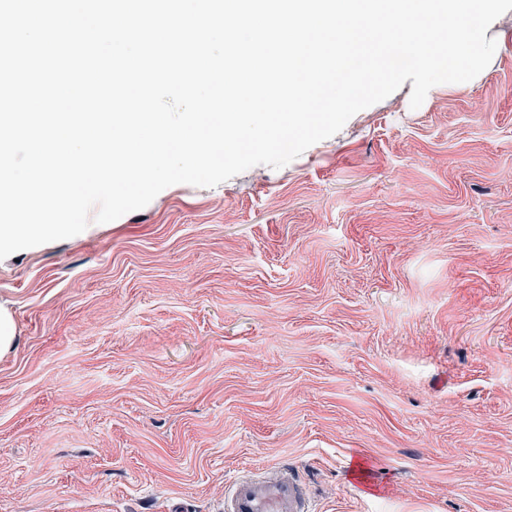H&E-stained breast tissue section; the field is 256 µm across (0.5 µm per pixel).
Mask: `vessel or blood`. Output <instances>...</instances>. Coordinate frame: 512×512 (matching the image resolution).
<instances>
[{"label":"vessel or blood","instance_id":"1","mask_svg":"<svg viewBox=\"0 0 512 512\" xmlns=\"http://www.w3.org/2000/svg\"><path fill=\"white\" fill-rule=\"evenodd\" d=\"M225 512H314L298 476L275 468L264 476L243 475L224 501Z\"/></svg>","mask_w":512,"mask_h":512}]
</instances>
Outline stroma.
I'll return each instance as SVG.
<instances>
[{
	"instance_id": "35a3bbf8",
	"label": "stroma",
	"mask_w": 512,
	"mask_h": 512,
	"mask_svg": "<svg viewBox=\"0 0 512 512\" xmlns=\"http://www.w3.org/2000/svg\"><path fill=\"white\" fill-rule=\"evenodd\" d=\"M282 168L0 260V512H512V10ZM18 330L13 313L0 305V357L9 354L15 345ZM226 512H314L298 476L270 468L264 476L242 475L225 498Z\"/></svg>"
}]
</instances>
